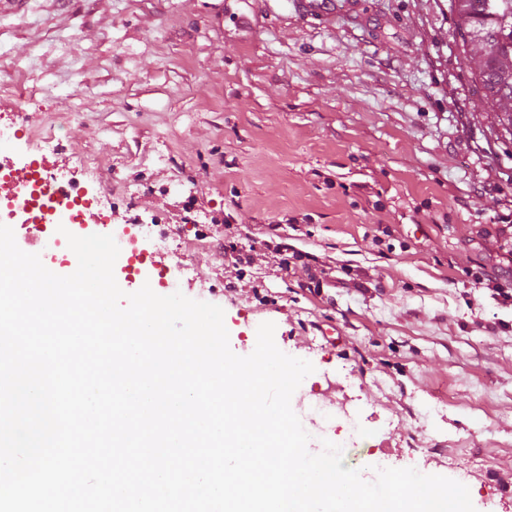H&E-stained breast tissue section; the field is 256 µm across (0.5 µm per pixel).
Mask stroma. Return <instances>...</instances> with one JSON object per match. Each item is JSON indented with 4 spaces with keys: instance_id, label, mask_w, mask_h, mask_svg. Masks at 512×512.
Instances as JSON below:
<instances>
[{
    "instance_id": "stroma-1",
    "label": "stroma",
    "mask_w": 512,
    "mask_h": 512,
    "mask_svg": "<svg viewBox=\"0 0 512 512\" xmlns=\"http://www.w3.org/2000/svg\"><path fill=\"white\" fill-rule=\"evenodd\" d=\"M28 0L0 15V130L90 184L113 232L155 224L157 294L220 306L354 406L373 452L512 512V140L495 138L450 0ZM475 284L490 291V296L499 304L512 306V282L501 281L492 276L478 275L474 279Z\"/></svg>"
}]
</instances>
